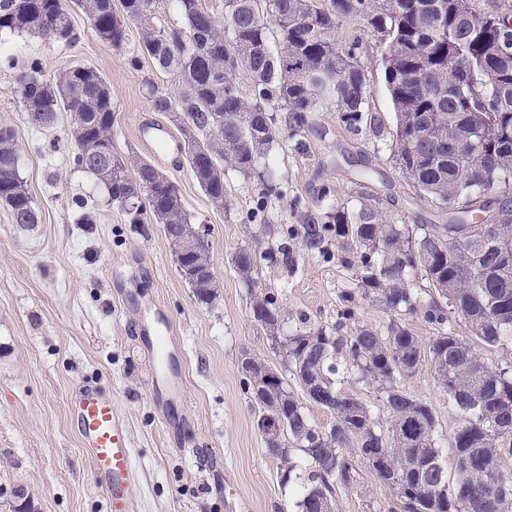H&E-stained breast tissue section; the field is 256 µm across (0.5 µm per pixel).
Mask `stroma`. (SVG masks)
Instances as JSON below:
<instances>
[{
	"label": "stroma",
	"mask_w": 512,
	"mask_h": 512,
	"mask_svg": "<svg viewBox=\"0 0 512 512\" xmlns=\"http://www.w3.org/2000/svg\"><path fill=\"white\" fill-rule=\"evenodd\" d=\"M72 41L53 46L29 34H0V125L15 129L19 171L38 221L14 224L0 207V512L19 498L35 512H108L107 490L83 452L69 406L84 382L111 396L127 425L133 452L130 495L135 512H226L235 499L243 512H296V485L283 484L279 460L269 456L256 428L258 408L243 387L240 360L251 355L271 367L280 357L249 309L247 288L231 258L242 248L263 251L277 237L262 225L291 223L289 203L358 207L371 201L385 215L431 224L436 209L417 196L395 168L385 142L370 129L349 133L333 108L312 115L302 138L280 135L266 164L283 196H264L256 178L228 171L227 205L213 208L176 146L168 115L153 111L149 91H170L171 75L151 60L132 67L140 30L129 25L121 47L100 41L86 15L71 9ZM366 70L369 110L393 128L394 111L384 81L383 47L360 18L341 28ZM55 80L66 65L91 66L112 90L116 121L112 140L123 158H143L179 186L186 211L205 230L217 298L200 302L180 277L173 249L151 214L127 223L122 209L88 173L75 167L70 116L48 129L32 122L13 87L31 58ZM170 136L157 146L148 129ZM96 220L79 223L82 210ZM260 288L277 295L290 318L331 325L352 272L336 257L297 252L286 273L259 263ZM165 316L176 343L143 336ZM181 377V398L164 401L153 378ZM400 389L426 401L437 420L444 461H451L455 413L429 367L400 381ZM353 482L336 490L335 512H386L388 488L362 458Z\"/></svg>",
	"instance_id": "1"
}]
</instances>
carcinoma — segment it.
<instances>
[{"mask_svg": "<svg viewBox=\"0 0 512 512\" xmlns=\"http://www.w3.org/2000/svg\"><path fill=\"white\" fill-rule=\"evenodd\" d=\"M182 17L167 28L155 0H0V32L35 33L48 44L69 42V4L88 16L96 36L123 45L129 17L141 26L138 66L149 58L173 76L176 90L151 89L153 110L177 122L199 187L215 207L226 206L225 168L258 176L265 194L275 191L260 169L286 113L293 137L308 118L331 106L350 132L382 125L368 110V80L355 47L336 38L343 23L362 18L384 46L386 89L395 114L389 133L393 163L407 184L446 215L444 224H405L370 203L355 210L305 208L295 224L281 225L276 251H239L234 266L250 291V312L267 335L288 341L293 384L267 388L257 404L288 417V438L272 453L283 482L300 488L298 512H330L336 487L353 481L351 448L384 453L389 465L371 464L399 480L389 512H512V255L485 250L475 239V217L503 224L512 252V24L501 6L480 9L475 0H224L219 20L206 0H177ZM248 76L247 85L237 74ZM16 94L41 127L70 115L77 147L74 164L92 175L130 224L148 210L170 244L190 235L192 222L179 188L152 163L127 162L112 145V94L101 73L66 67L56 81L42 78L34 58L16 79ZM463 132L476 148L464 157L444 149ZM151 188L145 202L139 194ZM0 205L16 224H36L32 197L19 173L16 132L0 126ZM325 257L338 251L355 286L341 292L331 326H299L281 334L285 313L275 294L257 288L258 260L294 270L296 250ZM204 258H177L182 278L209 304L218 284L203 273ZM418 272L426 282L413 287ZM391 314L381 332L351 326L357 299ZM421 314L436 334L423 343L402 323ZM456 320L463 332H448ZM499 353L491 361L487 354ZM429 364L456 411L450 435L454 473L442 461L436 416L426 402L399 389L403 378ZM352 379L377 385L388 413L381 425L359 398L342 391ZM333 422L320 431L308 406Z\"/></svg>", "mask_w": 512, "mask_h": 512, "instance_id": "cac0c4a2", "label": "carcinoma"}]
</instances>
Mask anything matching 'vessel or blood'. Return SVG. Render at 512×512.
<instances>
[{"label":"vessel or blood","mask_w":512,"mask_h":512,"mask_svg":"<svg viewBox=\"0 0 512 512\" xmlns=\"http://www.w3.org/2000/svg\"><path fill=\"white\" fill-rule=\"evenodd\" d=\"M80 444L108 488L112 512H133L129 496L132 451L126 426L111 397L95 386L79 388L70 403Z\"/></svg>","instance_id":"1"}]
</instances>
